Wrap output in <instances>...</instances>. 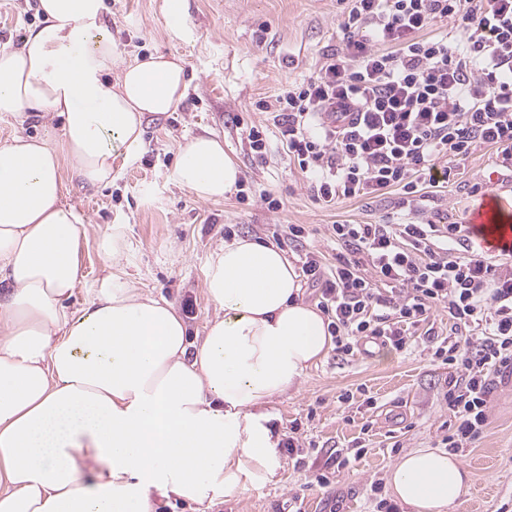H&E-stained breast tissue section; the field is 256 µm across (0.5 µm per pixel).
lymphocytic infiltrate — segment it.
Instances as JSON below:
<instances>
[{"label":"lymphocytic infiltrate","mask_w":512,"mask_h":512,"mask_svg":"<svg viewBox=\"0 0 512 512\" xmlns=\"http://www.w3.org/2000/svg\"><path fill=\"white\" fill-rule=\"evenodd\" d=\"M340 50L308 80L262 100L314 199L378 198L398 190L397 220L330 225L336 265L288 238L320 292L341 356L365 339L403 351L409 325L443 308L452 322L430 337L451 366L443 439L459 451L488 425L495 374L512 372V250L475 252L463 224L424 217L422 185L448 183L453 162L477 146L512 167V0H347ZM451 20L458 35H428Z\"/></svg>","instance_id":"lymphocytic-infiltrate-1"}]
</instances>
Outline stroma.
Listing matches in <instances>:
<instances>
[{"instance_id":"stroma-1","label":"stroma","mask_w":512,"mask_h":512,"mask_svg":"<svg viewBox=\"0 0 512 512\" xmlns=\"http://www.w3.org/2000/svg\"><path fill=\"white\" fill-rule=\"evenodd\" d=\"M165 0H103L102 20L124 61L151 54L182 59L188 89L177 108L147 116L132 156H119L106 186L65 180L63 204L88 220L81 249L82 277L69 309L81 307L107 277L173 302L187 324L188 341L198 344L215 307L204 292V273L219 245L233 237L272 243L291 263L299 257L288 227L306 230L308 248L334 267L336 248L327 226L341 220L381 222L393 211L397 190L373 200L341 199L319 205L299 168L290 161L278 131L256 103L279 88L314 75L324 54L341 45L342 0H184V21L172 29ZM243 118L234 125L232 116ZM263 127L269 142L255 159L246 142L248 126ZM22 134L61 147L60 119L18 120L0 113V142ZM213 134L238 165L248 195L204 201L171 178L178 146L185 138ZM496 151L481 145L456 164L447 188L431 197L427 214L439 224H460L481 195L489 193ZM281 207L268 209L263 194ZM120 236V253L112 238ZM444 309L410 326L406 351L367 344L351 357L327 354L300 385L268 402L280 441L295 438V451H281V468L264 486L235 501L216 500L208 512H375L372 487L385 483L388 468L403 453L438 448L452 418L443 394L450 371L435 360L425 339L446 336ZM361 455H354L356 446ZM470 474L457 512H512V375H501L490 397L489 424L480 440L460 451ZM328 476L325 485L313 475Z\"/></svg>"}]
</instances>
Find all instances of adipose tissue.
<instances>
[{"label":"adipose tissue","instance_id":"1","mask_svg":"<svg viewBox=\"0 0 512 512\" xmlns=\"http://www.w3.org/2000/svg\"><path fill=\"white\" fill-rule=\"evenodd\" d=\"M41 26L0 50V113L62 120V149L17 135L0 143V512H155L160 498H241L280 467L265 404L297 387L328 351L323 315L301 298L274 245L235 237L211 259L219 314L196 347L175 305L129 284L68 309L81 278L86 218L63 205V159L90 186L111 183L118 150L146 115L186 88L174 56L123 62L102 0H39ZM240 170L223 140L180 145L172 178L220 199ZM469 474L440 448L387 471L407 512H455Z\"/></svg>","mask_w":512,"mask_h":512}]
</instances>
